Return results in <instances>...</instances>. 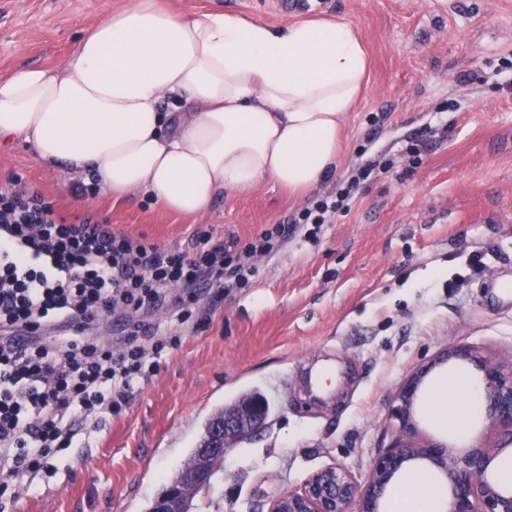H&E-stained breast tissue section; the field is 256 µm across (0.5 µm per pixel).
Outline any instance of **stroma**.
Segmentation results:
<instances>
[{"mask_svg":"<svg viewBox=\"0 0 512 512\" xmlns=\"http://www.w3.org/2000/svg\"><path fill=\"white\" fill-rule=\"evenodd\" d=\"M131 2L0 0V75L64 63L98 14ZM166 2L185 16L295 19L268 0ZM305 16L352 24L371 63L336 173L315 195L334 192L366 161L391 168L361 185L317 237L283 240L246 287L198 289L196 321L148 314L180 336L178 348L121 416L80 425L89 441L54 474L36 477L12 512H148L210 414L254 394L270 405L265 425L228 452L190 509L253 512L334 463L367 477L395 438L394 392L442 349L468 345L512 363V296L493 292L512 279V0H328ZM428 126L448 133L411 164L407 141ZM16 175L66 218L89 213L113 232L175 251L188 250L199 228L247 240L312 198L266 182L219 198L206 215L180 216L141 194L82 192L21 144L0 149V183ZM327 358L337 375L318 398L305 381Z\"/></svg>","mask_w":512,"mask_h":512,"instance_id":"35a3bbf8","label":"stroma"}]
</instances>
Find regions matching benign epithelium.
<instances>
[{
    "instance_id": "7a95c632",
    "label": "benign epithelium",
    "mask_w": 512,
    "mask_h": 512,
    "mask_svg": "<svg viewBox=\"0 0 512 512\" xmlns=\"http://www.w3.org/2000/svg\"><path fill=\"white\" fill-rule=\"evenodd\" d=\"M451 363L475 370L485 419L499 435L497 447H488L482 432L457 451L444 443L419 439L417 416L423 389L433 374ZM265 413L264 403L257 400L224 412L210 428L208 446L198 449L183 478L172 480L155 498L152 512H189L196 494L209 488L223 467L230 445L260 428ZM389 420L396 439L380 450L365 480L333 464L311 474L299 488L270 500L258 512H382L388 487L415 461L448 482V512H512V487L502 486L495 477L499 454L512 447V366L468 345L445 348L402 380L393 395Z\"/></svg>"
}]
</instances>
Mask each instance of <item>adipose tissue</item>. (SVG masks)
Here are the masks:
<instances>
[{"label":"adipose tissue","instance_id":"ef3b65f1","mask_svg":"<svg viewBox=\"0 0 512 512\" xmlns=\"http://www.w3.org/2000/svg\"><path fill=\"white\" fill-rule=\"evenodd\" d=\"M369 70L362 37L342 20L275 26L132 0L100 15L64 64L0 80V148L31 145L45 168L94 172L112 197L142 192L179 215L266 181L302 195L334 174ZM430 394L436 420L468 430L479 400L468 378L441 376ZM390 508L446 504L417 472Z\"/></svg>","mask_w":512,"mask_h":512}]
</instances>
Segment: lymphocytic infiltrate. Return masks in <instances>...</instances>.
Listing matches in <instances>:
<instances>
[{"instance_id":"lymphocytic-infiltrate-1","label":"lymphocytic infiltrate","mask_w":512,"mask_h":512,"mask_svg":"<svg viewBox=\"0 0 512 512\" xmlns=\"http://www.w3.org/2000/svg\"><path fill=\"white\" fill-rule=\"evenodd\" d=\"M384 168L366 162L335 193L247 242L197 231L188 252L116 235L89 215L67 221L20 179L0 183V512H10L24 475L55 469L73 446V422L120 414L177 346L142 319L169 304L170 287L184 290L174 313L187 322L195 286L247 285L256 257L298 230L317 236ZM111 315L125 330L113 343L90 332Z\"/></svg>"}]
</instances>
